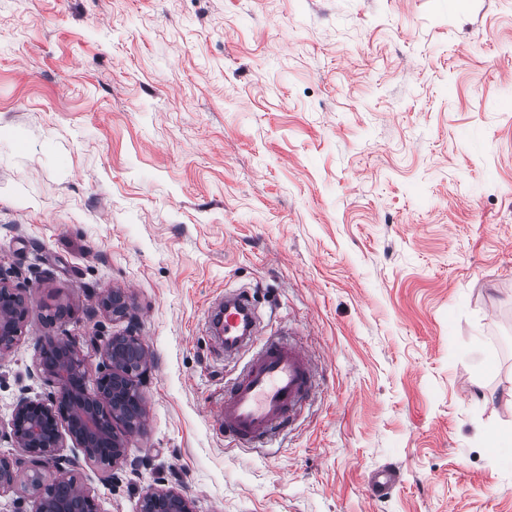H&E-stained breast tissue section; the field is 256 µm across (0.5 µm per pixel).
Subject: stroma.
Masks as SVG:
<instances>
[{
	"label": "stroma",
	"instance_id": "stroma-1",
	"mask_svg": "<svg viewBox=\"0 0 512 512\" xmlns=\"http://www.w3.org/2000/svg\"><path fill=\"white\" fill-rule=\"evenodd\" d=\"M0 277L1 423L48 339L148 350L125 460L63 441L99 512H512V0H0ZM228 291L318 364L269 448L215 418ZM28 309L24 299L0 282V353L9 351L21 335ZM138 512H194L191 502L172 489H153L140 499Z\"/></svg>",
	"mask_w": 512,
	"mask_h": 512
}]
</instances>
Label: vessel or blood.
Segmentation results:
<instances>
[{"instance_id":"vessel-or-blood-1","label":"vessel or blood","mask_w":512,"mask_h":512,"mask_svg":"<svg viewBox=\"0 0 512 512\" xmlns=\"http://www.w3.org/2000/svg\"><path fill=\"white\" fill-rule=\"evenodd\" d=\"M224 353L250 357L224 391L218 419L242 446L270 439L318 387V367L293 341L270 337L254 347L257 311L243 292L224 298Z\"/></svg>"}]
</instances>
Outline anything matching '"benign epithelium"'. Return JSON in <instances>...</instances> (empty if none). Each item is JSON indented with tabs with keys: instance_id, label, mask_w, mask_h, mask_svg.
I'll use <instances>...</instances> for the list:
<instances>
[{
	"instance_id": "1",
	"label": "benign epithelium",
	"mask_w": 512,
	"mask_h": 512,
	"mask_svg": "<svg viewBox=\"0 0 512 512\" xmlns=\"http://www.w3.org/2000/svg\"><path fill=\"white\" fill-rule=\"evenodd\" d=\"M28 309L24 299L0 282V353L10 350L21 335ZM104 371L91 382L86 358L71 341L51 345L55 357L41 362L57 384L52 400L22 397L13 408L7 436L22 457H0V492L13 487L20 472L36 498L35 512H96L92 494L57 462L62 431L81 449L84 458L110 469L125 459L124 432L133 429L142 412L143 395L134 379L146 372L148 351L129 327L121 336L92 339ZM138 512H193L191 502L172 489H153L140 499Z\"/></svg>"
}]
</instances>
